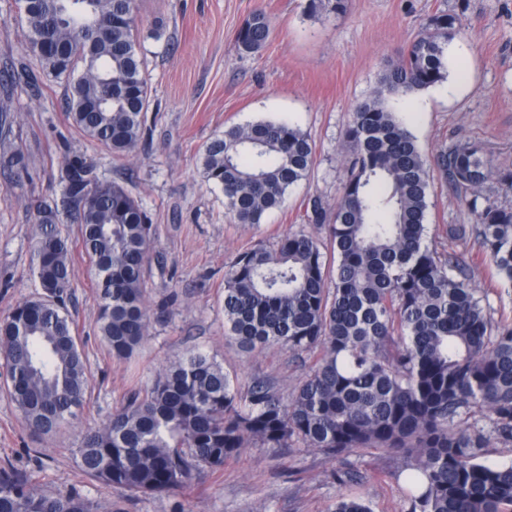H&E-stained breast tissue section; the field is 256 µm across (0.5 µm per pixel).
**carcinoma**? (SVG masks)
Returning <instances> with one entry per match:
<instances>
[{
	"label": "carcinoma",
	"instance_id": "carcinoma-1",
	"mask_svg": "<svg viewBox=\"0 0 512 512\" xmlns=\"http://www.w3.org/2000/svg\"><path fill=\"white\" fill-rule=\"evenodd\" d=\"M25 50L64 85L72 124L115 155L144 137L149 90L137 51L135 0H21ZM348 0H308L314 17H339ZM462 17L438 11L343 134L345 179L334 208L304 201L305 230L258 242L224 271V330L246 352L280 348L310 364L289 395L268 380L241 386L222 363L189 349L147 384L129 390L112 417L76 450L88 478L135 496L191 490L201 471L219 473L247 444L300 443L328 455L371 449L403 459L388 474L404 512H512V463L485 459L512 444V320L496 321L467 281L465 254L427 243L431 184L456 194L474 221L480 253L512 286V207L479 203L490 160L470 142L432 157L392 102L448 78V46ZM273 32L257 10L235 44L255 53ZM15 115L0 92V168L21 172ZM309 135L283 121L232 125L205 148L206 182L224 193L237 224L255 226L306 180ZM80 225L79 244L58 225ZM32 273L40 291L0 320L4 388L35 434L57 431L90 395L82 339L66 307L74 252L89 260L96 323L109 357L130 359L155 313L148 299L153 225L121 185L78 157L59 196L37 209ZM0 512H98L79 486L44 489L13 465L0 467ZM330 512H372L339 496Z\"/></svg>",
	"mask_w": 512,
	"mask_h": 512
}]
</instances>
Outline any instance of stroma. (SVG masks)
<instances>
[{
  "label": "stroma",
  "mask_w": 512,
  "mask_h": 512,
  "mask_svg": "<svg viewBox=\"0 0 512 512\" xmlns=\"http://www.w3.org/2000/svg\"><path fill=\"white\" fill-rule=\"evenodd\" d=\"M307 0H136L135 28L150 91L147 132L136 152L112 154L83 137L67 117L63 85L40 75L24 51L25 27L16 0H0V84L12 79L15 143L28 167L0 171V319L38 285L30 245L38 233L35 206L51 197L69 155L93 164L142 204L156 229L150 302L161 308L132 363L108 358L95 334L99 307L89 262L74 256L69 309L92 371L87 405L56 433L26 430L16 405L0 394V464L29 471L56 492L83 485L99 512H327L338 494L361 497L372 512H403L392 472L399 457L372 450L348 459L295 444L241 449L223 472L197 475L190 494L133 496L85 479L75 450L81 434L101 425L128 389L149 381L176 354L196 349L214 356L240 384L263 378L289 392L307 368L276 349L248 353L224 333V271L239 252L275 244L302 228L301 203L313 197L335 206L344 177L342 132L354 107L377 84L387 60L398 58L425 20L460 12L463 31L448 48V79L394 107L428 154L458 140L480 144L494 166L485 199L512 207L499 176L512 172V0H349L346 13L324 21L308 16ZM273 25L267 45L239 53L234 36L255 8ZM272 119L307 132L315 149L309 178L291 189L281 208L259 226L235 224L223 192L202 176L206 146L225 126ZM452 190L430 194L429 236L437 246L468 253L471 278L494 319L512 320V286L502 283L474 236L452 240L449 225L469 223ZM354 464L363 483L337 486L330 474Z\"/></svg>",
  "instance_id": "35a3bbf8"
}]
</instances>
